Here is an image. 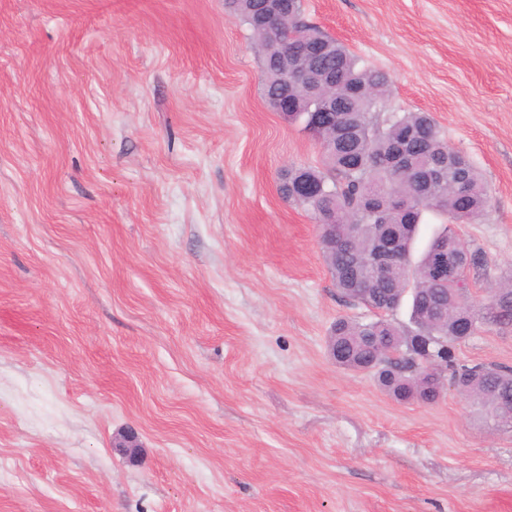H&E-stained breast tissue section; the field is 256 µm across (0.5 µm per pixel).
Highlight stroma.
<instances>
[{
    "mask_svg": "<svg viewBox=\"0 0 512 512\" xmlns=\"http://www.w3.org/2000/svg\"><path fill=\"white\" fill-rule=\"evenodd\" d=\"M481 172L456 231L512 278V0H303ZM319 146L224 0H0V512H512V433L337 365ZM459 363L512 366V328ZM134 431L137 458L112 446Z\"/></svg>",
    "mask_w": 512,
    "mask_h": 512,
    "instance_id": "35a3bbf8",
    "label": "stroma"
}]
</instances>
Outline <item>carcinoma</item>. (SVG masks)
<instances>
[{
    "mask_svg": "<svg viewBox=\"0 0 512 512\" xmlns=\"http://www.w3.org/2000/svg\"><path fill=\"white\" fill-rule=\"evenodd\" d=\"M261 0H224L230 15L248 25L262 60L261 88L264 99L291 97L299 93L286 71L267 70L269 57L288 44L283 33L278 44L268 31L254 24ZM284 23L307 36L305 43L330 42L332 38L302 18V0H283ZM319 65L336 70L340 81L328 87L327 97L342 96L343 84L357 82L365 92L354 102L357 112L346 113L347 120L336 131V162L323 167H305L317 178L324 193L306 198L297 205L319 214L328 206L336 208V251H323L337 291L345 298L369 310L389 309L394 288H412L410 293L411 329L402 330L389 319L339 318L327 340L328 351L336 364L361 372L367 368L389 369L394 384L382 385L395 401L434 403L439 392L426 388L414 369L415 356L444 362L451 371L448 384L469 400L482 422L495 431L512 432V368L498 364H458L452 346L459 341L456 320L470 318L475 329L483 325L512 326V286L499 289L487 304H475L469 288L457 280L435 285L430 279V261L436 251L448 245V251L463 255L465 266L479 272L487 261L479 250H462L451 224H465L478 217L486 207L487 194L480 173L462 154L452 149L425 112H389L390 78L382 71L360 64L343 45L327 48ZM402 148L413 165H435L442 178L422 187L411 181L406 168L385 166L383 162ZM407 205L403 212L397 211ZM432 211L445 219L418 259H413L414 243L423 213ZM392 242L405 257V266H397L380 276L370 259L384 243ZM438 314L422 318V311Z\"/></svg>",
    "mask_w": 512,
    "mask_h": 512,
    "instance_id": "carcinoma-1",
    "label": "carcinoma"
}]
</instances>
